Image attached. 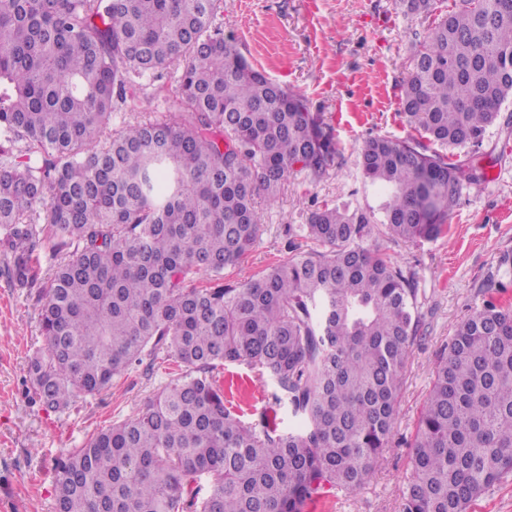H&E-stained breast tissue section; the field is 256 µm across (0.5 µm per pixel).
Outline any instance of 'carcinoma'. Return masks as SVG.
<instances>
[{"instance_id": "1", "label": "carcinoma", "mask_w": 512, "mask_h": 512, "mask_svg": "<svg viewBox=\"0 0 512 512\" xmlns=\"http://www.w3.org/2000/svg\"><path fill=\"white\" fill-rule=\"evenodd\" d=\"M427 21L402 90L437 145L368 139L375 209L325 203L307 248L237 285L255 197L337 164L331 126L224 38L223 0H0V247L30 288L44 249L31 400L64 413L145 363L184 367L136 416L65 449L55 512H304L372 478L419 335L414 274L364 246L441 236L488 127L512 97V0H395ZM161 115L108 131L145 81ZM247 363L276 409L243 420L219 369ZM299 419L280 427L277 408ZM404 512H469L512 476V307L489 300L448 342L420 414Z\"/></svg>"}]
</instances>
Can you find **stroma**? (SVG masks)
Returning a JSON list of instances; mask_svg holds the SVG:
<instances>
[{
  "label": "stroma",
  "mask_w": 512,
  "mask_h": 512,
  "mask_svg": "<svg viewBox=\"0 0 512 512\" xmlns=\"http://www.w3.org/2000/svg\"><path fill=\"white\" fill-rule=\"evenodd\" d=\"M224 34L240 54L271 80L307 98L335 133L340 163L318 182L288 179L276 200L260 197V236L225 282L237 283L284 259L289 228L306 223L311 209L335 200L368 207L378 203L358 165L374 136L406 138L414 131L400 113L403 85L412 67L411 39L421 19L404 16L393 0H224ZM481 181L465 186L443 235L413 242L380 233L368 247L387 253L416 273L422 294L423 333L414 344L397 399L392 446L380 456L370 483L354 493H327L306 512H402L411 474L409 444L431 388L440 353L458 325L489 298L512 303V288L490 281L503 253H512V99L486 131L478 152ZM0 252V512H53L58 452L79 447L99 429L140 412L149 398L176 378L158 361L151 374L132 370L111 389L78 400L67 413L31 402L25 383L29 358L45 349L40 296L57 260L40 256L33 287L11 285ZM231 400L246 418L272 403L274 385L247 365L226 366Z\"/></svg>",
  "instance_id": "1"
}]
</instances>
